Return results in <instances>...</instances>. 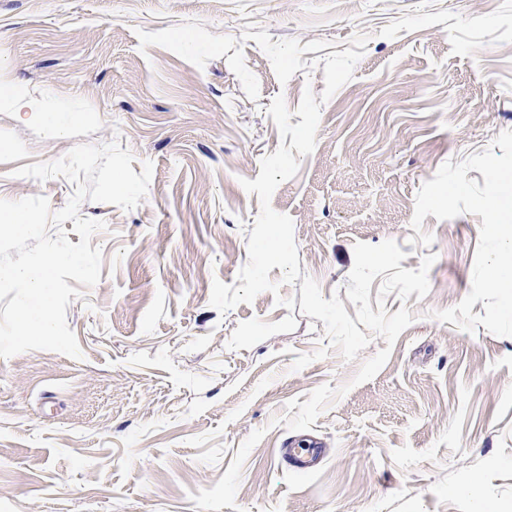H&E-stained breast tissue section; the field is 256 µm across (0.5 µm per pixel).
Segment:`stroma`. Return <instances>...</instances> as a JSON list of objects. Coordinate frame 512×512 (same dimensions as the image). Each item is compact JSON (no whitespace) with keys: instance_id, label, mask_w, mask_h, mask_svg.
Masks as SVG:
<instances>
[{"instance_id":"obj_1","label":"stroma","mask_w":512,"mask_h":512,"mask_svg":"<svg viewBox=\"0 0 512 512\" xmlns=\"http://www.w3.org/2000/svg\"><path fill=\"white\" fill-rule=\"evenodd\" d=\"M249 23L362 54L271 200L294 221L301 274L328 300L346 294L357 242L396 241L404 269L436 256L424 298L387 296L413 322L357 386L383 338L292 370L326 342L321 320L275 301L300 285L223 316L209 303L248 260L260 204L240 181L280 144L267 108L284 95L298 124L304 90L325 88L310 52L280 84ZM4 86L61 111L53 128L0 99V199L63 208L74 184L14 171L79 144L119 141L153 175L132 210L80 206L105 224L100 280L67 308L81 358L0 359V512H512V337L433 317L468 294L482 219L427 216V248L411 227L444 162L512 130V0H0ZM326 383L348 391L288 429L287 402ZM306 439L315 470H285L282 448Z\"/></svg>"}]
</instances>
